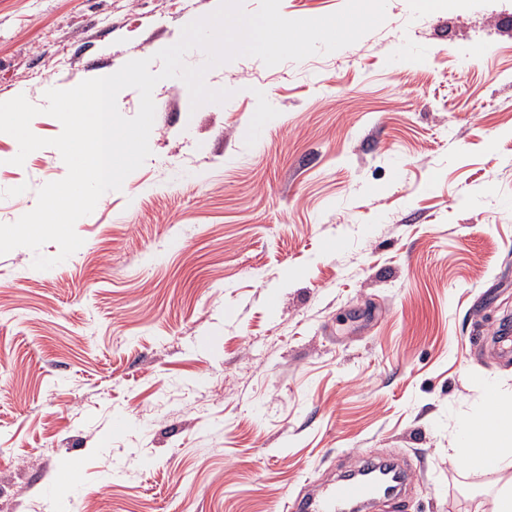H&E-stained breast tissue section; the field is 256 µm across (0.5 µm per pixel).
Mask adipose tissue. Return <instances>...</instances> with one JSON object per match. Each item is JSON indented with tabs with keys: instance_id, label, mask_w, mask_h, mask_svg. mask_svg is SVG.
I'll list each match as a JSON object with an SVG mask.
<instances>
[{
	"instance_id": "1",
	"label": "adipose tissue",
	"mask_w": 512,
	"mask_h": 512,
	"mask_svg": "<svg viewBox=\"0 0 512 512\" xmlns=\"http://www.w3.org/2000/svg\"><path fill=\"white\" fill-rule=\"evenodd\" d=\"M486 389L490 416L462 425L460 447L472 469L504 470L512 465V396L495 381L487 382Z\"/></svg>"
}]
</instances>
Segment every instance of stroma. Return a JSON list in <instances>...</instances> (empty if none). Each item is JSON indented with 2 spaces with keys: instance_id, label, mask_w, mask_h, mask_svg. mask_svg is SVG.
<instances>
[{
  "instance_id": "35a3bbf8",
  "label": "stroma",
  "mask_w": 512,
  "mask_h": 512,
  "mask_svg": "<svg viewBox=\"0 0 512 512\" xmlns=\"http://www.w3.org/2000/svg\"><path fill=\"white\" fill-rule=\"evenodd\" d=\"M214 0H0V102L177 43ZM159 82L151 156L40 271L0 256V512H296L406 458L374 512L492 508L457 450L512 386V8L387 0L332 53ZM0 135V223L65 177ZM126 426H115L116 417Z\"/></svg>"
}]
</instances>
